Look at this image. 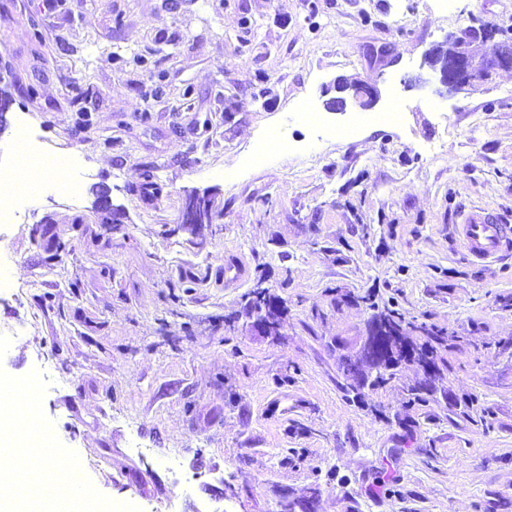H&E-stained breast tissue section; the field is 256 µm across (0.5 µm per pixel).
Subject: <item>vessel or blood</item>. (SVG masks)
Returning <instances> with one entry per match:
<instances>
[{"label":"vessel or blood","mask_w":512,"mask_h":512,"mask_svg":"<svg viewBox=\"0 0 512 512\" xmlns=\"http://www.w3.org/2000/svg\"><path fill=\"white\" fill-rule=\"evenodd\" d=\"M456 233L465 254L477 264H488L512 255V226L488 211L469 214Z\"/></svg>","instance_id":"vessel-or-blood-1"}]
</instances>
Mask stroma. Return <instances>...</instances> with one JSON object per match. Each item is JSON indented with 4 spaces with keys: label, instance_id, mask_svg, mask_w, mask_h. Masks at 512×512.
<instances>
[{
    "label": "stroma",
    "instance_id": "obj_1",
    "mask_svg": "<svg viewBox=\"0 0 512 512\" xmlns=\"http://www.w3.org/2000/svg\"><path fill=\"white\" fill-rule=\"evenodd\" d=\"M483 23L512 30V0H0V161L24 117L81 181L0 242V378L50 369L76 512H288L312 489L319 512H512V256L453 234L481 209L512 225V69L446 98L424 62ZM338 77L375 107L328 111ZM273 129L287 152L249 166ZM195 192L213 223H182ZM258 286L278 336L252 327ZM387 308L447 334L421 398L415 363L379 388L340 367Z\"/></svg>",
    "mask_w": 512,
    "mask_h": 512
}]
</instances>
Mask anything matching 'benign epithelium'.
Instances as JSON below:
<instances>
[{
    "label": "benign epithelium",
    "mask_w": 512,
    "mask_h": 512,
    "mask_svg": "<svg viewBox=\"0 0 512 512\" xmlns=\"http://www.w3.org/2000/svg\"><path fill=\"white\" fill-rule=\"evenodd\" d=\"M482 40L489 44L492 52L478 55L471 48L470 37L457 36L455 42L444 40L434 44L426 56L436 59L430 67L436 80V93L441 97H452L474 90L493 70L512 68V40L502 32L487 26L481 32ZM379 99V92L374 84L357 82L352 84L335 104L327 103V108L334 112H343L353 105L361 109L372 108ZM200 219V206L197 196L190 195L182 211V223L195 224ZM387 340L379 325H369L363 347L359 354L349 360L347 374L358 370L359 362L372 364L384 353L383 346Z\"/></svg>",
    "instance_id": "1"
}]
</instances>
